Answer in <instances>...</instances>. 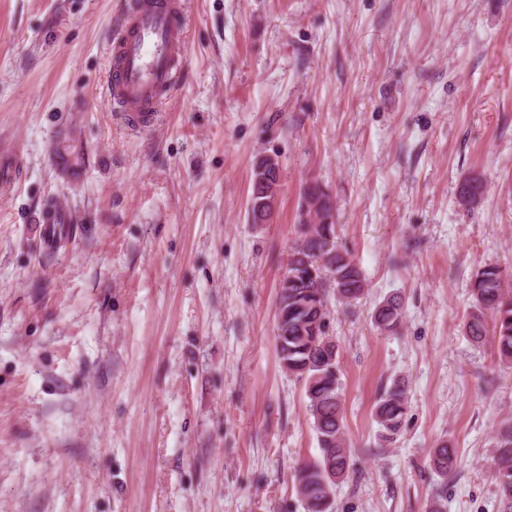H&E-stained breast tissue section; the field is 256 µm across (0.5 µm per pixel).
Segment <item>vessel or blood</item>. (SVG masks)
<instances>
[{
  "label": "vessel or blood",
  "instance_id": "obj_1",
  "mask_svg": "<svg viewBox=\"0 0 512 512\" xmlns=\"http://www.w3.org/2000/svg\"><path fill=\"white\" fill-rule=\"evenodd\" d=\"M182 0H132L112 44L108 94L132 129L151 126L162 94L173 86L185 44ZM36 229L48 250L68 239L76 219L63 208L39 212Z\"/></svg>",
  "mask_w": 512,
  "mask_h": 512
}]
</instances>
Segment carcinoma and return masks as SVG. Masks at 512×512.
Wrapping results in <instances>:
<instances>
[{
	"label": "carcinoma",
	"instance_id": "cac0c4a2",
	"mask_svg": "<svg viewBox=\"0 0 512 512\" xmlns=\"http://www.w3.org/2000/svg\"><path fill=\"white\" fill-rule=\"evenodd\" d=\"M484 192L480 178L469 176L458 188L460 197H477ZM336 253L335 263L324 276L312 274L318 259ZM287 277L280 280L275 310L276 347L282 367L304 380L308 409L314 419L321 456L304 464L296 476L298 493L307 512H328L335 482L350 471V449L344 433V415L338 391V345L327 343L323 328L327 300L333 295L347 302L366 288L363 273L351 255L336 242L335 224H316L302 248L291 249ZM472 310L464 334L480 343L492 337L501 361L512 365V287L498 266L479 270L472 280ZM403 301L392 295L373 313V323L385 333H395L401 324ZM407 414L404 386L394 383L375 406L381 440L388 442L400 431ZM494 480L500 498V512H512V427L506 428L496 448ZM433 469L440 480H448L454 465V449L442 444L433 449Z\"/></svg>",
	"mask_w": 512,
	"mask_h": 512
}]
</instances>
